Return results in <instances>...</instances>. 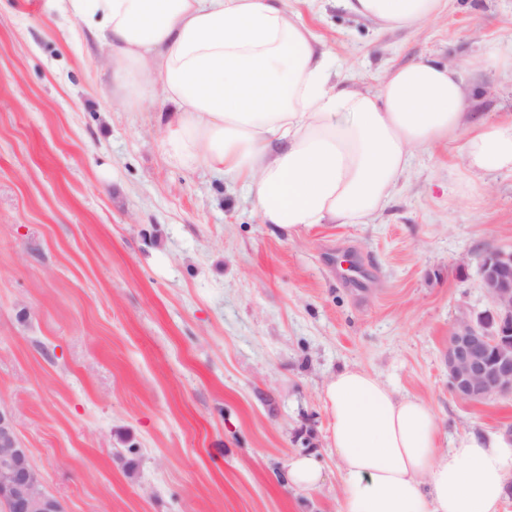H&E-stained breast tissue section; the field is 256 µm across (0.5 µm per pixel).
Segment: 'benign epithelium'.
I'll return each instance as SVG.
<instances>
[{
  "label": "benign epithelium",
  "mask_w": 512,
  "mask_h": 512,
  "mask_svg": "<svg viewBox=\"0 0 512 512\" xmlns=\"http://www.w3.org/2000/svg\"><path fill=\"white\" fill-rule=\"evenodd\" d=\"M480 279L490 308L462 316L448 334V386L464 403L512 396V250L487 251ZM0 505L5 512H63L21 444L12 413L2 407Z\"/></svg>",
  "instance_id": "obj_1"
}]
</instances>
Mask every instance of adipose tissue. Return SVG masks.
Returning a JSON list of instances; mask_svg holds the SVG:
<instances>
[{"label": "adipose tissue", "instance_id": "adipose-tissue-1", "mask_svg": "<svg viewBox=\"0 0 512 512\" xmlns=\"http://www.w3.org/2000/svg\"><path fill=\"white\" fill-rule=\"evenodd\" d=\"M385 29L440 17L448 0H338ZM107 51L112 97L173 105L167 158L243 183L261 223L288 239L364 224L414 151L464 141L471 169L512 172V115L472 124L453 64L389 70L376 91L331 82L335 57L286 0H59ZM322 398L341 512H500L512 442L469 432L438 447L430 407L357 367Z\"/></svg>", "mask_w": 512, "mask_h": 512}]
</instances>
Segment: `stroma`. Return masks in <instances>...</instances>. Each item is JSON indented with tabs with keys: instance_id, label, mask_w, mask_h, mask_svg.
<instances>
[{
	"instance_id": "obj_1",
	"label": "stroma",
	"mask_w": 512,
	"mask_h": 512,
	"mask_svg": "<svg viewBox=\"0 0 512 512\" xmlns=\"http://www.w3.org/2000/svg\"><path fill=\"white\" fill-rule=\"evenodd\" d=\"M300 13L353 89L434 58L473 121L512 113V0L408 30ZM170 110L113 104L106 50L56 0H0V407L64 512H341L322 386L347 366L427 402L440 447L512 430V398L458 402L446 365L490 306L482 255L512 245V172L439 144L368 223L291 241L241 185L168 161ZM302 453L312 490L285 480ZM285 478L288 484L297 488H315L322 479V468L315 456L297 455L288 464Z\"/></svg>"
}]
</instances>
